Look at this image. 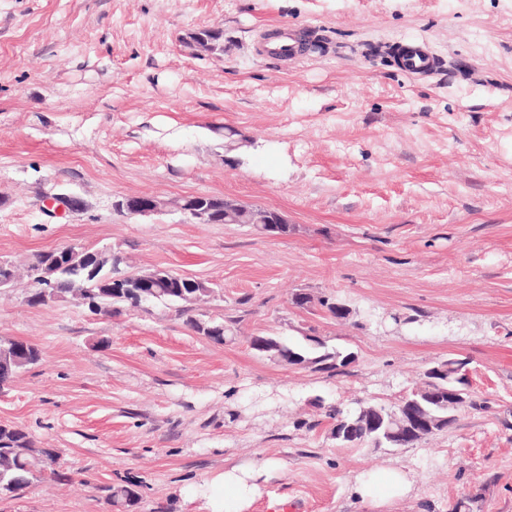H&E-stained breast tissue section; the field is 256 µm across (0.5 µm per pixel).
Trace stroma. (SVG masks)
Returning a JSON list of instances; mask_svg holds the SVG:
<instances>
[{
    "label": "stroma",
    "instance_id": "stroma-1",
    "mask_svg": "<svg viewBox=\"0 0 512 512\" xmlns=\"http://www.w3.org/2000/svg\"><path fill=\"white\" fill-rule=\"evenodd\" d=\"M321 38L285 62L255 51L269 25ZM224 30L222 57L183 43ZM435 59L410 74L390 48ZM252 139L225 154L224 130ZM84 207L49 214L46 195ZM149 194L161 213L116 200ZM213 195L287 215L288 236L196 224L177 207ZM66 243L105 246L123 271L214 283L202 320L178 306L26 301L0 289V338L41 360L0 388V424L60 452L0 512H207L206 484L273 458L249 512H512V0H0V259L27 268ZM345 301L346 321L295 307ZM254 336H316L354 352L341 373L277 364ZM466 358L475 406L408 448L343 447L326 406L395 407L426 368ZM405 471L375 509L357 478ZM131 485L136 505H113ZM126 198V197H125ZM125 198L117 201L115 207H120L129 217H143L160 212L162 203L154 196H148L137 204L129 205Z\"/></svg>",
    "mask_w": 512,
    "mask_h": 512
}]
</instances>
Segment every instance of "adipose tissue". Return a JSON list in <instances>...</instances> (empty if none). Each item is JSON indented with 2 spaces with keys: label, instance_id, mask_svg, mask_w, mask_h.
Segmentation results:
<instances>
[{
  "label": "adipose tissue",
  "instance_id": "obj_1",
  "mask_svg": "<svg viewBox=\"0 0 512 512\" xmlns=\"http://www.w3.org/2000/svg\"><path fill=\"white\" fill-rule=\"evenodd\" d=\"M277 460H265L261 466H237L225 470L211 482L208 506L210 512H248L254 497L259 493L260 478L275 469ZM411 484L395 470L382 471L372 482L357 481L354 492L370 506H382L389 497L409 492Z\"/></svg>",
  "mask_w": 512,
  "mask_h": 512
}]
</instances>
